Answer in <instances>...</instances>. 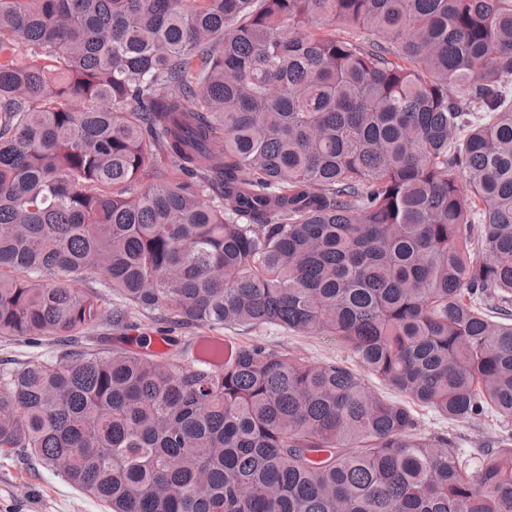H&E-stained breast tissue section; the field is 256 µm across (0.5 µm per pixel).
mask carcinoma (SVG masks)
I'll return each instance as SVG.
<instances>
[{"instance_id":"obj_1","label":"carcinoma","mask_w":512,"mask_h":512,"mask_svg":"<svg viewBox=\"0 0 512 512\" xmlns=\"http://www.w3.org/2000/svg\"><path fill=\"white\" fill-rule=\"evenodd\" d=\"M265 326L404 399L179 336ZM2 337L0 454L108 512H512V0H0ZM51 350L48 344L33 346L25 342H0V359L12 367H21L26 362ZM422 427L429 432H448L457 441L459 448L475 451L483 446L481 440L487 441L492 436L491 431L485 430L484 437L472 426L464 423L447 422L429 415H423Z\"/></svg>"}]
</instances>
